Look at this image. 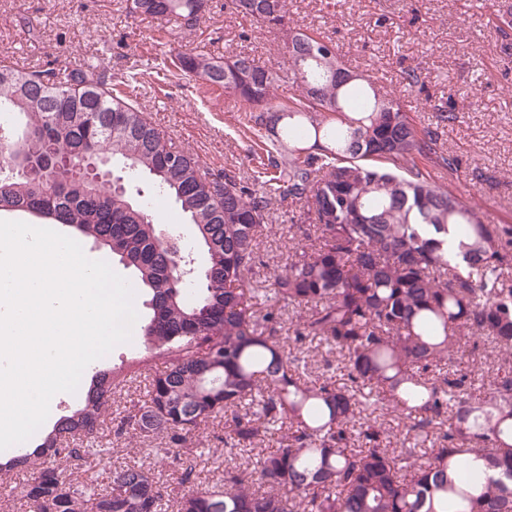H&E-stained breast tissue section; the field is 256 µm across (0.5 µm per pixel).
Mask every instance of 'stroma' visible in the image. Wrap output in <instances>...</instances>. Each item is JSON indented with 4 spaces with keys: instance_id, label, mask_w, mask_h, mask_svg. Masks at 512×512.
Listing matches in <instances>:
<instances>
[{
    "instance_id": "obj_1",
    "label": "stroma",
    "mask_w": 512,
    "mask_h": 512,
    "mask_svg": "<svg viewBox=\"0 0 512 512\" xmlns=\"http://www.w3.org/2000/svg\"><path fill=\"white\" fill-rule=\"evenodd\" d=\"M500 0H288L289 28H314L332 40L349 69L373 75L399 92L418 125L431 127L437 144L457 155L458 171L433 167L429 173L454 193L474 197L488 219L512 225V44L487 27ZM203 23L186 31L169 22L167 43L155 41V18L129 13L127 0H0V53L24 66L68 65L91 60L100 73L128 78V99L144 109L154 126L180 150L199 156L206 172L252 185L266 160L258 131L239 104L203 87L196 77H163L151 69L172 52L192 50L221 57L246 53L259 65L282 60L279 31L234 13L230 0H208ZM416 68L418 85L402 88V72ZM457 112L455 123L436 119L438 109ZM157 223L177 229L203 267L206 256L186 215L172 196L136 180ZM292 201L273 202L258 238L262 262L250 275L253 287H269L284 268L299 235ZM162 361L142 368L140 377L112 398L103 425L92 439L109 449L107 460L73 467L74 477L104 488L126 464L155 471L162 485L179 493L219 485L223 459L212 455V429L193 436L185 466L172 464L160 437L128 439L114 428L131 403L144 399L146 385Z\"/></svg>"
}]
</instances>
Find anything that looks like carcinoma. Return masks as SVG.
<instances>
[{
    "label": "carcinoma",
    "instance_id": "obj_1",
    "mask_svg": "<svg viewBox=\"0 0 512 512\" xmlns=\"http://www.w3.org/2000/svg\"><path fill=\"white\" fill-rule=\"evenodd\" d=\"M127 2L132 13L189 31L207 10V0ZM231 4L269 29L288 19L287 0ZM490 22L511 38L512 5H499ZM285 50L301 94L266 143L259 192L207 176L196 155L174 149L92 66L19 67L0 57V112L12 118L0 160L102 155L151 176L208 255L195 302L175 281V249L161 242L165 225L127 190L67 171L0 179V211L76 227L133 269L146 290L139 337L166 366L150 378L146 398L125 410L117 434L162 435L163 454L178 463L194 433L219 418L224 434L214 439L231 454L249 456L281 433L253 470L224 469L221 486L177 497V512H512V225L486 222L431 179L424 166L452 175L458 158L439 150L433 132L373 76L334 74L343 63L331 40L298 29ZM172 66L233 91L257 125L282 108L273 103L279 68L246 54L186 50ZM274 194L302 203L312 224L307 244L274 275V303L263 308L249 274ZM278 304L311 310L293 325L292 351L274 336ZM316 340L336 350L340 378L320 376L297 355ZM488 348L498 374L471 402L482 374L455 363ZM125 381L120 368L96 370L77 409L41 443L0 462L1 474H29L20 494L32 512H165L166 491L150 468L126 465L103 489L67 472L72 462L109 454L80 442ZM389 409L431 448L396 445L384 423L366 416ZM469 455L488 459L507 481L479 491L471 477L449 479L448 468L463 470Z\"/></svg>",
    "mask_w": 512,
    "mask_h": 512
}]
</instances>
